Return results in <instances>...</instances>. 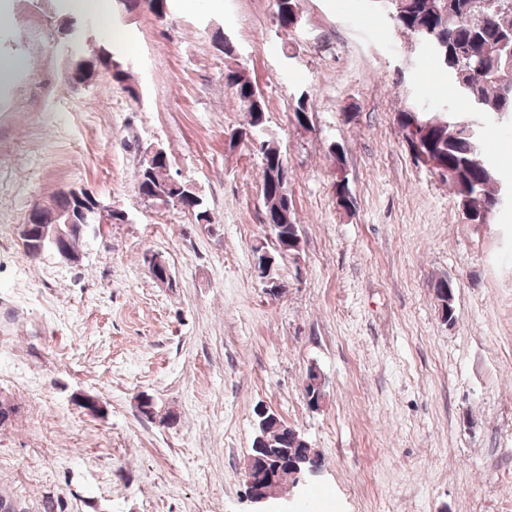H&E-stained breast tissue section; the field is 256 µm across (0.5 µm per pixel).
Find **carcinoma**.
<instances>
[{
	"label": "carcinoma",
	"instance_id": "cac0c4a2",
	"mask_svg": "<svg viewBox=\"0 0 512 512\" xmlns=\"http://www.w3.org/2000/svg\"><path fill=\"white\" fill-rule=\"evenodd\" d=\"M168 0H122L128 13L148 5L156 17H161ZM448 9H441V0H397L394 23L397 28L418 36L423 31L444 36L448 40V59L431 56L433 65L448 73L456 93L465 99V111L477 116L512 114V72L505 66L512 59V8L504 9L491 0H447ZM275 14L280 27L295 31L299 11L298 0H275ZM114 54L101 48L92 56L110 72L109 78L123 86L131 96L137 90L130 83L128 70H112ZM224 85L244 112V127L266 126L264 98L246 72L229 67L224 70ZM430 120L420 133L422 151L428 153L435 166L444 169L448 185L464 223L476 224L485 216L495 218V203L502 182L499 170L485 155L480 129L465 116L458 124L434 114H413L405 110L397 115L404 140H409L414 119ZM281 159L276 154H261V195L265 210L264 224L277 240L284 235H299L295 209L289 211V222L275 223L283 209L284 193L279 180Z\"/></svg>",
	"mask_w": 512,
	"mask_h": 512
}]
</instances>
